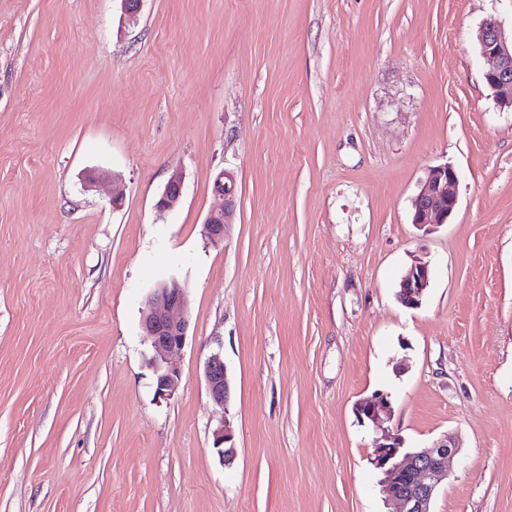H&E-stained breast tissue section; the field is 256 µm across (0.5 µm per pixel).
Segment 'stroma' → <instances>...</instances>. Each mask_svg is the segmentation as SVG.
<instances>
[{
  "label": "stroma",
  "instance_id": "stroma-1",
  "mask_svg": "<svg viewBox=\"0 0 512 512\" xmlns=\"http://www.w3.org/2000/svg\"><path fill=\"white\" fill-rule=\"evenodd\" d=\"M490 17L511 29L512 0H143L132 22L118 0H0V512H391L387 432L456 437L432 512H512V110L482 77ZM444 163L457 208L425 234L411 200ZM172 279L190 326L163 399L140 323ZM376 392L377 425L356 412ZM183 188V174L181 171H173L169 177L164 190L157 201L156 207L159 211L173 209L180 201ZM215 192L223 197L222 208L212 211L203 224V235L208 243L218 247L224 245L228 235L229 217L234 212L237 201L236 179L233 172L225 170L214 183ZM431 282L430 261L423 257L414 256L412 263L400 284L398 298L406 306H417L424 291ZM204 376L210 397L216 406L223 409L230 399V382L224 357L219 351L213 353L207 360ZM234 436L227 421L222 422L216 432V449L222 463H230L235 455ZM223 446V447H222Z\"/></svg>",
  "mask_w": 512,
  "mask_h": 512
}]
</instances>
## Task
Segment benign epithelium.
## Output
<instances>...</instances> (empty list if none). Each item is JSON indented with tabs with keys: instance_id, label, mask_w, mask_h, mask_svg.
Returning <instances> with one entry per match:
<instances>
[{
	"instance_id": "1",
	"label": "benign epithelium",
	"mask_w": 512,
	"mask_h": 512,
	"mask_svg": "<svg viewBox=\"0 0 512 512\" xmlns=\"http://www.w3.org/2000/svg\"><path fill=\"white\" fill-rule=\"evenodd\" d=\"M485 83L493 90L498 102L512 108V33L508 34L494 18L487 19L476 35ZM459 181L457 171L448 164L431 166L412 201L413 224L420 229L432 228L447 222L457 205L455 186ZM183 174L174 170L157 201L160 211L173 209L180 201ZM215 192L223 197L222 208L212 211L203 224V235L208 243L224 245L228 235L229 217L237 201L236 179L233 172L225 170L214 183ZM431 282L430 261L415 256L400 284L398 298L406 306L414 307L421 301ZM141 327L150 337L152 356L149 364L156 376L155 393L160 398L172 395L179 380L178 371L171 359L185 347L189 329L188 299L186 289L176 280L161 284L148 297L142 311ZM207 389L213 402L224 407L230 399V382L224 357L213 353L204 368ZM356 411L373 422L390 411L388 397L374 394L359 402ZM403 441L397 434H390L384 442L376 443L375 465L384 471L382 491L386 501L396 505L398 512H431V502L436 490V478L453 456L457 447L446 437L428 450L402 451ZM216 449L220 460L229 463L235 455L234 436L227 422H222L216 432Z\"/></svg>"
}]
</instances>
